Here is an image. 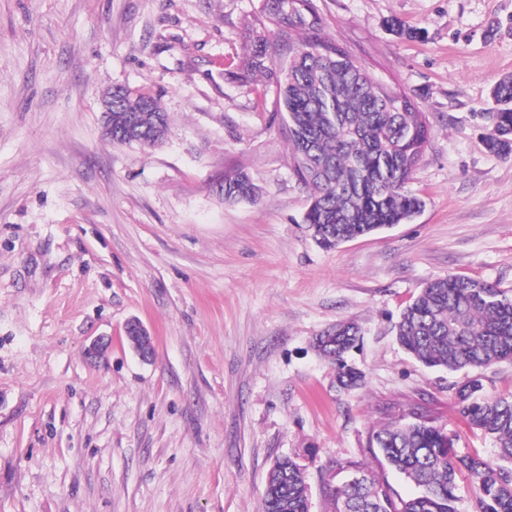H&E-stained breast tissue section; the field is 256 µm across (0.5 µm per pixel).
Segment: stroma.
<instances>
[{"label":"stroma","instance_id":"1","mask_svg":"<svg viewBox=\"0 0 512 512\" xmlns=\"http://www.w3.org/2000/svg\"><path fill=\"white\" fill-rule=\"evenodd\" d=\"M313 2L321 38L430 128L424 209L333 250L303 222L274 88L245 75L263 0H0V512H261L281 457L310 512H330L337 461L409 495L368 440L419 414L496 459L459 411L471 370L424 366L394 325L438 277L512 298V159L483 118L512 75V0ZM116 86L160 100L163 144L104 137ZM239 169L259 195L229 205L216 187ZM349 322L365 383L346 390L314 340Z\"/></svg>","mask_w":512,"mask_h":512}]
</instances>
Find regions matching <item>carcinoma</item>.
Masks as SVG:
<instances>
[{
    "label": "carcinoma",
    "instance_id": "obj_1",
    "mask_svg": "<svg viewBox=\"0 0 512 512\" xmlns=\"http://www.w3.org/2000/svg\"><path fill=\"white\" fill-rule=\"evenodd\" d=\"M321 19L312 0H266L259 26L249 30L250 70L275 81L276 101L292 147L293 171L307 188L304 223L326 250L378 230L405 224L423 207L407 189L413 167L428 140L429 127L411 100L371 82L344 50L318 39H293L315 31ZM288 60L275 69L266 61L279 47ZM495 111L486 112L491 132L488 151L512 157V77L492 87ZM130 104L122 89L112 93V132L133 122L154 145L169 133L168 117L156 98L139 94ZM226 203L252 202L259 188L243 169L224 176L216 189ZM397 340L428 367L487 369L512 360V299L494 286L448 276L426 284L395 325ZM358 327L340 325L316 339L319 352L336 365L343 388L362 385L364 374L347 365ZM469 423L499 444L493 463L460 455L453 439L424 417L387 424L369 437V447L410 481L417 493L403 498L355 462L332 466L353 472L355 484L327 486L331 512H456V476L466 472L477 486L482 512H512V399L483 395L481 378L456 392ZM262 512H309L308 488L290 458L273 464L262 498Z\"/></svg>",
    "mask_w": 512,
    "mask_h": 512
}]
</instances>
